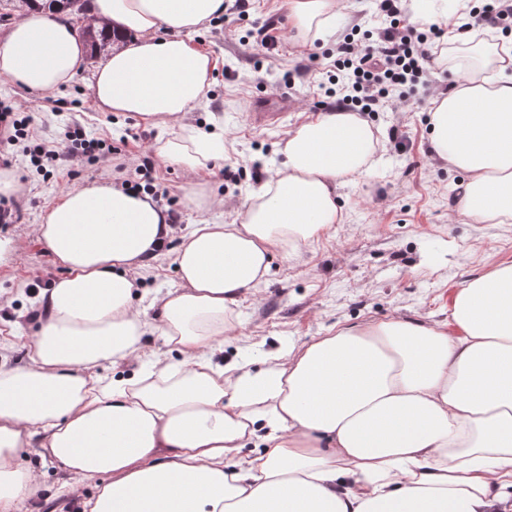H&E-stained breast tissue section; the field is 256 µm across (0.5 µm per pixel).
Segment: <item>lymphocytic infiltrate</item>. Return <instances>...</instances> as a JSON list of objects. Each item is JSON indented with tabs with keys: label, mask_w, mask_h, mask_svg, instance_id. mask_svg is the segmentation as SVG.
Masks as SVG:
<instances>
[{
	"label": "lymphocytic infiltrate",
	"mask_w": 512,
	"mask_h": 512,
	"mask_svg": "<svg viewBox=\"0 0 512 512\" xmlns=\"http://www.w3.org/2000/svg\"><path fill=\"white\" fill-rule=\"evenodd\" d=\"M376 12L381 21L376 36L358 39L350 34L336 46L326 94L340 109L381 111L393 92L417 85L435 59L441 27L421 29L408 23L403 0H376ZM465 29L480 36L512 29V0H486ZM65 138L64 146L46 147L15 106L0 102V165L11 166L9 149L23 140L33 145L31 163L54 169L80 158L95 160L97 152L107 147L104 140L86 138L78 129L66 131Z\"/></svg>",
	"instance_id": "1"
}]
</instances>
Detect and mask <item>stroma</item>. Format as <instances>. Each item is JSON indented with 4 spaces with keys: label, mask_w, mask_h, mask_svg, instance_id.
<instances>
[{
    "label": "stroma",
    "mask_w": 512,
    "mask_h": 512,
    "mask_svg": "<svg viewBox=\"0 0 512 512\" xmlns=\"http://www.w3.org/2000/svg\"><path fill=\"white\" fill-rule=\"evenodd\" d=\"M351 2L347 20L335 36L302 50L294 45L287 26L271 53L248 35L269 15H287V0H255L248 20L220 18L192 34L193 44L210 53L217 67L207 100L188 121L202 133L217 124L224 129V162L215 165L208 185L209 193L224 204L209 211L190 208L185 201L187 173L177 165L158 166L156 174L184 230L203 222L240 223L248 197L259 188L250 176L252 165L262 163L265 173H272L283 160L280 149L288 129L323 111L320 84L327 61L322 53L335 47L337 38L374 7L372 0ZM98 63V58H88L85 71L51 96L0 77V101L21 105L43 141H59L63 130L75 124L91 138L110 142L123 134L129 137L120 154L107 153L51 174L37 171L25 156L11 167L22 186L13 198L22 219L0 224V239L13 242L12 251L0 259V296L11 301L0 316V363L27 360L25 339L38 326L30 316L36 300L29 286L52 283L65 274L35 238L34 228L46 209L66 188L93 180L122 183L133 174L139 149H155L167 136L138 116L97 110L89 79ZM458 77L447 64L436 63L426 86L406 92L386 111L366 113L378 139L375 162L368 174L339 187L337 202L344 223L294 257L273 255L265 280L240 295L235 307L237 332L225 338L216 363L236 360L257 371L265 367L268 353L281 345L299 347L338 326L394 315L447 324L448 308L459 288L493 265L512 263V223L483 224L459 216L453 195L468 177L449 168L431 148V101ZM284 96L290 101L285 117L273 124L253 120L255 99H263L269 112ZM393 126L405 137L403 147H395L388 138ZM227 166L241 170L238 183L225 182ZM181 241L178 235L168 238L150 261L142 282L150 292L180 288L174 254ZM19 461L39 474L40 488L21 500L16 512H67L72 498L84 500L94 492L88 482L79 493H70V475L49 456L25 449Z\"/></svg>",
    "instance_id": "1"
}]
</instances>
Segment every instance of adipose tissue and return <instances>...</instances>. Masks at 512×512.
<instances>
[{"instance_id": "adipose-tissue-1", "label": "adipose tissue", "mask_w": 512, "mask_h": 512, "mask_svg": "<svg viewBox=\"0 0 512 512\" xmlns=\"http://www.w3.org/2000/svg\"><path fill=\"white\" fill-rule=\"evenodd\" d=\"M224 0H90L123 40L91 74L94 103L166 129L155 150L190 175L188 206L212 209L205 177L224 137L184 118L216 64L189 33ZM300 47L332 36L342 0H288ZM66 15L28 6L0 40V76L43 94L86 67ZM463 77L429 109L432 149L468 182L458 212L512 222V40L452 37ZM377 140L358 113L322 112L288 131L283 165L238 224L196 225L175 263L180 290L135 305L136 274L170 234L148 195L107 181L61 192L35 237L66 274L46 290L28 361L0 365V512L40 485L30 448L96 482L85 512H492L512 496V264L460 288L447 326L395 316L278 349L252 372L211 351L234 306L270 270L341 223L337 188L368 173ZM162 336L178 360L146 358ZM141 359L128 378L104 365ZM256 453H246L247 445Z\"/></svg>"}]
</instances>
